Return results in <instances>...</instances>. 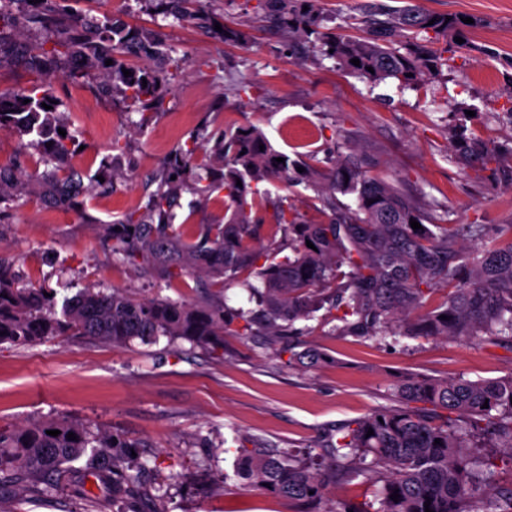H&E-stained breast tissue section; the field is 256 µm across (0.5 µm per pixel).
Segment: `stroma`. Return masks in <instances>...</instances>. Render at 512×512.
I'll return each mask as SVG.
<instances>
[{"label":"stroma","instance_id":"obj_1","mask_svg":"<svg viewBox=\"0 0 512 512\" xmlns=\"http://www.w3.org/2000/svg\"><path fill=\"white\" fill-rule=\"evenodd\" d=\"M433 13L469 17L468 42L439 76L419 88L372 84L318 61L288 39L249 29V47L224 44L195 27H165L184 64L161 107L141 116L121 96L59 67L45 80L61 103L77 146L71 167L84 183L101 162L125 179L109 191L76 199L67 215L40 193L0 202V259L21 281L74 295L84 288H119L137 298L199 303L203 277L163 285L112 260L100 232L143 204L178 147L206 127L197 156L225 129L252 124L289 159L308 154L329 172L328 151L368 157L373 171L450 224H482L487 235L512 224V187L491 172L449 162L451 125L467 136L512 148V0H416ZM72 10L119 15L153 27L136 0H72ZM247 78L248 91L236 86ZM297 348L324 353L312 369L275 359L261 336H228L211 354L187 341L120 346L60 336L0 344V426L69 417L136 443L146 463V489L167 493V512H293L269 493L244 491L235 459L243 440L318 462L324 431L377 409L397 407L392 383L407 375L493 379L512 374V350L476 340L343 336L312 320ZM96 512H131L73 465L70 482L48 494L11 489L0 512H83L82 491Z\"/></svg>","mask_w":512,"mask_h":512}]
</instances>
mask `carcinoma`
I'll return each instance as SVG.
<instances>
[{
  "instance_id": "carcinoma-1",
  "label": "carcinoma",
  "mask_w": 512,
  "mask_h": 512,
  "mask_svg": "<svg viewBox=\"0 0 512 512\" xmlns=\"http://www.w3.org/2000/svg\"><path fill=\"white\" fill-rule=\"evenodd\" d=\"M9 2L15 5L7 17L12 27L51 34V48L40 43L25 50L26 66L37 75L65 64L82 78L104 69L112 79L107 90L147 111L162 103L169 78L184 63L172 56V47L158 31L132 26L119 16L59 8L69 0H45L49 6L36 11L25 8L27 0ZM137 2L157 16L192 23L226 43L246 46L242 29L224 24L222 31L215 30L212 0ZM245 16L267 31L306 39L321 59L334 61L343 71L372 83L394 79L404 86H418L436 75L432 68L448 63V54L459 46L451 40L441 47L440 38H463L470 28L457 16L427 12L416 4L393 7L381 0H369L330 32L323 31L317 0H256ZM353 58L360 65L352 64ZM108 59L113 64L105 65ZM124 68L130 76H124ZM58 108L38 86L0 95V128L27 137L44 163L52 165L32 172L26 181L0 169V201L40 184L58 205L74 204L82 186L76 172L65 167L72 136L58 133L64 128ZM450 136V161H479L485 167L500 163L496 146L455 132ZM215 159L221 165L218 174L209 161H196L193 149H177L138 216L101 228L112 241L115 264L135 266L157 282L204 276L217 294L232 282L247 291L256 308L138 299L118 289L107 293L91 288L59 305L49 296L51 290L21 284L0 266V344L28 345L57 336L112 345L134 339L154 344L163 336L213 351L224 347L226 335L260 332L277 357L287 353L288 364L311 368L323 360L321 353L278 343L288 332L311 333V326L294 324L309 322L323 310L343 335L479 339L512 350V224L499 225L489 240L483 239L482 224H442L355 158L329 157L332 169L325 175L303 161L286 159L253 125L225 131ZM262 181L286 188L305 184L315 193L314 201L330 211L328 219H304L286 196L259 198L256 185ZM221 190L229 199L224 223L203 224L190 234L177 225L182 193L202 202ZM340 195L350 203L341 202ZM264 202L272 206L274 226L281 232L270 250L257 246L262 219L252 215ZM412 219L422 228H412ZM461 236L475 244L459 246ZM308 241L314 248L307 247ZM286 249L291 254L272 261ZM438 288L448 289V295L431 307L428 300ZM392 395L400 407L378 409L327 435L324 465L316 467L275 448H239L243 486L286 500L296 512H318L329 484L364 476L381 484L368 506L344 504L326 512H512V489L494 496L479 492L480 480L494 462L466 451L483 432L505 448L512 464V374L492 380L413 375L399 380ZM450 413L458 418L451 419ZM49 430L60 434L51 436ZM70 432L76 439L67 438ZM132 448L134 443L125 438L67 419L0 427V487L42 484L48 492L68 479L69 463L80 460L87 475L119 497L140 485ZM395 492L396 502L391 499Z\"/></svg>"
}]
</instances>
